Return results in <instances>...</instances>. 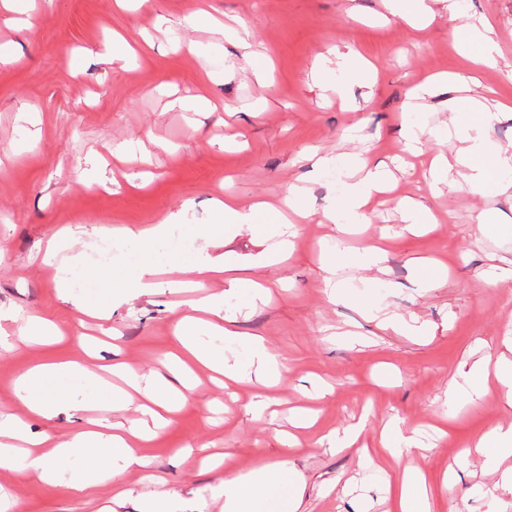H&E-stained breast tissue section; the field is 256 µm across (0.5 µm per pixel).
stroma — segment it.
<instances>
[{"label":"stroma","mask_w":512,"mask_h":512,"mask_svg":"<svg viewBox=\"0 0 512 512\" xmlns=\"http://www.w3.org/2000/svg\"><path fill=\"white\" fill-rule=\"evenodd\" d=\"M437 18L421 31L391 15L383 0H12L0 5V413L29 420L31 434L57 439L79 420L58 415L30 421L16 381L36 364L77 358L89 366L125 363L141 373L167 374L175 325L203 292L224 295V312L244 336L263 337L287 368L272 387L247 382L227 391L207 370L176 421L141 450L148 465L121 475L133 489L116 512H142L146 502L171 494L172 512L193 501L204 512H224L214 489L223 470L201 468L183 446L234 456L241 471L279 462L295 470L302 489L298 512H394L384 476L363 449L390 418L404 428L440 426L433 447L415 456L424 472L433 512H512V493L495 489L512 461L475 453V434L512 423V407L495 379L481 396L448 401L450 381L466 383L475 362L512 359L503 342L512 331V278L488 283L492 267L512 263V194H484L466 186L434 194L425 157L454 154L457 139H423L422 155L407 151L417 128L458 126L466 110L448 109V87L435 86L417 111L413 88L434 74H477L474 95L495 90L508 112L479 130L481 140L512 150V0H462L449 18L439 0ZM204 10L221 29L186 28L185 16ZM496 33L497 64H473L456 37L478 24ZM247 26L253 53L269 59L267 81L252 74L254 60L236 45ZM122 34L132 54L111 60L112 38ZM368 60L372 78L338 68V55ZM205 96L195 110L183 100ZM233 111H225V104ZM241 132L224 142L226 127ZM331 158L314 169L309 154ZM388 170L404 166L395 188L373 198L366 223L339 232L323 222L339 195L351 158ZM100 173L103 186L87 188ZM303 188L310 216L296 221L287 259L260 263L271 227L241 229L209 243L211 255L233 268L205 288H190V273L158 268L157 289L112 298L98 287L58 288L42 259L66 227L74 235L65 253L82 254L101 271H131L135 251L100 263V227L135 228L187 210L171 234L185 250L213 223L214 201L235 195L243 205L279 203L291 186ZM414 199L441 219L431 231L404 228L403 202ZM487 212L491 229L475 218ZM382 244V270L366 268L368 246ZM341 252L339 288L327 281L325 259ZM435 259L448 270L439 288L420 287L414 265ZM266 282L270 300L247 306L251 282ZM110 304V318H79L72 301ZM44 318L59 329L49 340H25L20 328ZM301 408L314 410L311 429H294ZM365 420L357 446L339 452L319 438L329 429ZM295 432L299 442L286 445ZM0 487L15 512H97L116 491L106 483L79 494L66 483L0 467Z\"/></svg>","instance_id":"obj_1"}]
</instances>
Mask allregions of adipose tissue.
I'll return each instance as SVG.
<instances>
[{"mask_svg":"<svg viewBox=\"0 0 512 512\" xmlns=\"http://www.w3.org/2000/svg\"><path fill=\"white\" fill-rule=\"evenodd\" d=\"M511 164V152L487 148L476 139L460 148L455 158L450 159L442 154L433 161L434 167L441 170L453 166L464 169L463 180L475 192L491 184L498 186L500 191H507L508 186L500 182L499 173ZM350 171L352 177L345 183L341 196L331 199L324 212L325 218L335 224L364 223L366 204L387 181L385 175L369 167L361 158L351 160ZM215 214L214 224L201 231L202 236L210 240L252 226L256 219L255 209L242 207L231 196L217 202ZM182 220V215L172 214L142 229H123L124 237L138 242L141 260L133 273H110L113 295L137 296L156 288L155 274L161 258L160 249L169 237L171 225ZM198 328L197 320L191 317L183 318L178 324V345L170 354L172 378L146 377L144 394L153 408L139 427L125 433L120 426L89 418L51 453L30 452L22 456L16 444L20 441L31 442L27 424L10 418L0 419V465L35 472L44 481L56 482L65 479L60 468L62 462L72 457L91 458V465L78 477L69 480L72 489L78 492L94 489L100 483L115 478L121 470L141 465L139 447L154 441L159 429L171 424L186 403L185 394L174 387V380H186L198 365L221 372L231 379L242 377L236 362L230 357L198 344ZM72 378L91 386L98 383L97 377L78 360L29 368L20 379L19 389L30 415L44 419L56 416L61 410L59 400L67 389L68 380ZM423 483L420 473L409 470L395 477L389 492L396 512H430ZM295 485V473L287 463L263 465L243 474L236 468L233 459L228 457L224 460V479L219 492L224 498V512H266L267 503L274 496L287 498L289 505H296L298 492Z\"/></svg>","mask_w":512,"mask_h":512,"instance_id":"adipose-tissue-1","label":"adipose tissue"}]
</instances>
